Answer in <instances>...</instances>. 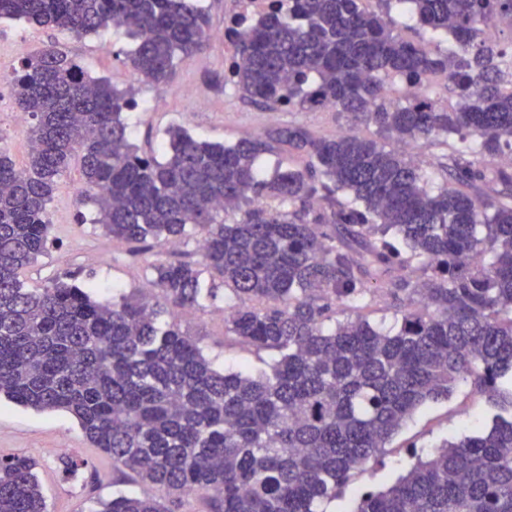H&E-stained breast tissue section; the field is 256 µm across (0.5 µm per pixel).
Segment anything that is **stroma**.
Here are the masks:
<instances>
[{"mask_svg":"<svg viewBox=\"0 0 512 512\" xmlns=\"http://www.w3.org/2000/svg\"><path fill=\"white\" fill-rule=\"evenodd\" d=\"M18 42L25 43L32 53L60 44L90 77H107L118 88H133L136 105L124 117L131 141L146 151L156 149L173 125L183 126L198 139L227 145L288 124L305 126L317 137H329L345 129L368 138L377 135L376 127L355 113L324 107L288 110L242 96L225 81L231 51L217 36L203 52L180 62L169 84L159 86L137 79L128 62L134 42L118 27L75 38L24 20L0 19L1 69L18 67L19 62L13 57V46ZM155 100L162 101L163 106L153 111L149 105ZM17 112L12 85L2 79L0 150L21 167L27 160L28 140L26 128L15 123ZM81 187L79 168L71 166L61 178L49 207L55 243L24 271L26 287L40 288L50 278L81 269L93 273L98 286L96 297L102 301L111 299L116 285L128 292L155 293L146 267L171 258L169 245L156 244L139 257H132L127 243L105 236L96 225L97 210L82 203ZM223 311L224 301L219 298L210 308H175L171 314L201 341L216 366L259 364V353L226 334ZM490 411L486 398L467 384L458 386L448 399L426 404L381 455L351 475L339 497L320 503V512H348L358 491L387 487L406 472L414 457L429 459L441 439L459 435ZM11 456L37 461L48 512H90L93 499L112 495L116 473L111 459L91 447L76 420L67 413L37 412L1 399L0 457ZM68 456L82 461L80 475L64 473L62 461Z\"/></svg>","mask_w":512,"mask_h":512,"instance_id":"stroma-1","label":"stroma"}]
</instances>
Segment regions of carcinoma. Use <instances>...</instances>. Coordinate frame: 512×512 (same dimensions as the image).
I'll return each mask as SVG.
<instances>
[{"label": "carcinoma", "instance_id": "cac0c4a2", "mask_svg": "<svg viewBox=\"0 0 512 512\" xmlns=\"http://www.w3.org/2000/svg\"><path fill=\"white\" fill-rule=\"evenodd\" d=\"M363 2L272 0L256 21L236 16L230 83L270 106L359 113L377 139L291 124L223 145L171 126L160 159L130 140L133 88L88 76L56 45L22 60L24 168L0 152V396L70 414L155 489L117 490L96 512H178L192 494L209 512H317L418 409L464 383L496 409L490 421L360 493L350 512H512V43L486 36L512 30V0H378L379 13ZM395 7L452 46L404 39ZM0 18L77 38L123 27L135 75L156 85L211 38L185 0H0ZM437 75L453 106L386 101L388 80L413 88ZM438 137L456 142L436 188L385 145ZM277 146L304 166L263 174L257 159ZM74 162L105 235L186 244L197 229L201 260L150 264L154 298L115 286L101 302L78 271L25 287ZM243 203L241 220L219 219ZM215 279L232 301L227 332L274 353L254 374L215 367L163 320L170 307H206ZM373 284L398 303L387 331L364 315ZM35 468L0 458V512H46Z\"/></svg>", "mask_w": 512, "mask_h": 512}]
</instances>
